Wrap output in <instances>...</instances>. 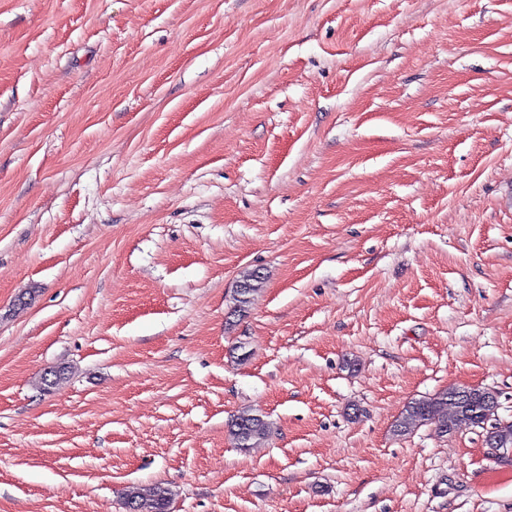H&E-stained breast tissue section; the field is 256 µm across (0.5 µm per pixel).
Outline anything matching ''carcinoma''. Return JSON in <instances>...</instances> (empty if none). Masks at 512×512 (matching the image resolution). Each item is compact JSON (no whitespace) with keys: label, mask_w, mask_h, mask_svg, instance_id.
<instances>
[{"label":"carcinoma","mask_w":512,"mask_h":512,"mask_svg":"<svg viewBox=\"0 0 512 512\" xmlns=\"http://www.w3.org/2000/svg\"><path fill=\"white\" fill-rule=\"evenodd\" d=\"M264 282V273L258 270L244 272L238 280L243 288L233 292V312L245 313L252 297L262 289ZM449 393L447 389L409 402L395 420L393 432L406 435L419 426L433 424L438 433L447 435L463 426L485 425V416L481 414L485 391L468 390L466 402L460 404L452 402ZM229 432L237 447L246 451L267 439L270 426L253 410L246 409L231 420ZM125 499L132 512H168L171 494L167 487L160 484L146 490L131 486L126 490Z\"/></svg>","instance_id":"obj_1"}]
</instances>
